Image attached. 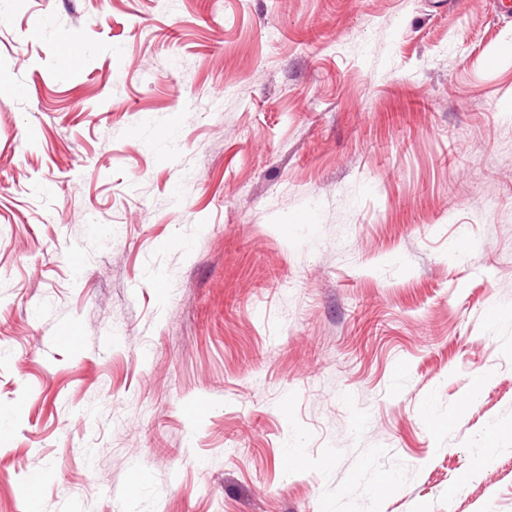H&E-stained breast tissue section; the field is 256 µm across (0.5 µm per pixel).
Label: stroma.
<instances>
[{
  "label": "stroma",
  "mask_w": 512,
  "mask_h": 512,
  "mask_svg": "<svg viewBox=\"0 0 512 512\" xmlns=\"http://www.w3.org/2000/svg\"><path fill=\"white\" fill-rule=\"evenodd\" d=\"M509 304L501 0L0 7V512H512Z\"/></svg>",
  "instance_id": "stroma-1"
}]
</instances>
